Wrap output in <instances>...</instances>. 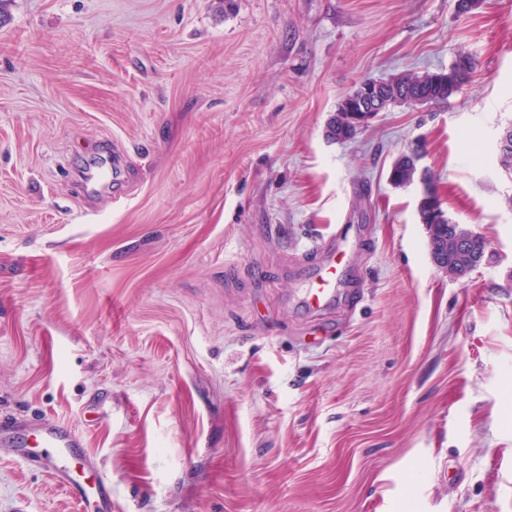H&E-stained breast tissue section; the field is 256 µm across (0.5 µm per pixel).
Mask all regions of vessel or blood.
Returning <instances> with one entry per match:
<instances>
[{
	"label": "vessel or blood",
	"mask_w": 512,
	"mask_h": 512,
	"mask_svg": "<svg viewBox=\"0 0 512 512\" xmlns=\"http://www.w3.org/2000/svg\"><path fill=\"white\" fill-rule=\"evenodd\" d=\"M337 266L335 260L319 265L303 290L307 306L322 307L336 296ZM35 444L44 453L53 455L58 463L53 473L59 485L79 503H92L95 512H112L111 485L105 476H97L93 492L72 480L74 473L85 470L90 460L84 452V440L75 429L58 422L41 425L34 434Z\"/></svg>",
	"instance_id": "vessel-or-blood-1"
}]
</instances>
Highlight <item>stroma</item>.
<instances>
[{
  "label": "stroma",
  "mask_w": 512,
  "mask_h": 512,
  "mask_svg": "<svg viewBox=\"0 0 512 512\" xmlns=\"http://www.w3.org/2000/svg\"><path fill=\"white\" fill-rule=\"evenodd\" d=\"M216 2L0 0V512H78L19 454L42 418L114 512H512V0ZM462 52L448 101L327 139L362 80ZM415 143L487 242L465 278L388 181ZM337 279L336 261L331 254L327 262L316 268L307 287L303 289L304 303L316 308L329 304L336 296ZM96 481L93 494L95 512H112L111 484L103 474H99Z\"/></svg>",
  "instance_id": "stroma-1"
}]
</instances>
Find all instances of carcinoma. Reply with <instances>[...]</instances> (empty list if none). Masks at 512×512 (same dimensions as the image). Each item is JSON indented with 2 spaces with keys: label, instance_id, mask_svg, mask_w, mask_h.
Listing matches in <instances>:
<instances>
[{
  "label": "carcinoma",
  "instance_id": "1",
  "mask_svg": "<svg viewBox=\"0 0 512 512\" xmlns=\"http://www.w3.org/2000/svg\"><path fill=\"white\" fill-rule=\"evenodd\" d=\"M476 63L468 53H461L451 66L440 72L409 73L390 79L369 78L346 95L337 105L326 126V137L334 142L345 143L358 132L349 118L356 106L384 112L402 104L417 106L444 102L471 83ZM420 149L415 148L402 155L392 165L389 181L397 186H408L416 181L425 183L417 211L424 224L430 254L433 261L447 267L448 273H470L477 264H466L465 254L472 231L453 221L445 211L435 188L433 176L419 171L417 161Z\"/></svg>",
  "mask_w": 512,
  "mask_h": 512
}]
</instances>
